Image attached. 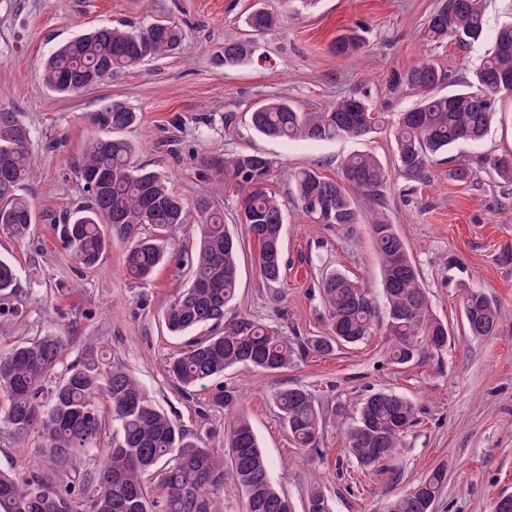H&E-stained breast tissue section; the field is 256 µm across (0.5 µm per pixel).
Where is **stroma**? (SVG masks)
Here are the masks:
<instances>
[{
	"label": "stroma",
	"mask_w": 512,
	"mask_h": 512,
	"mask_svg": "<svg viewBox=\"0 0 512 512\" xmlns=\"http://www.w3.org/2000/svg\"><path fill=\"white\" fill-rule=\"evenodd\" d=\"M277 18L244 63H224V42L244 35L254 5ZM437 0H0V108L15 112L31 132L37 175L24 183L38 221L30 236L0 232V259L17 269L14 314L0 316V349L53 330L67 340L65 361L93 343L105 365L131 370L161 409L205 446L220 448L237 415L250 418L272 463L275 485L305 512L308 495L322 488L333 512H382L386 503L437 467L447 481L434 512H491L498 496L512 494V184L482 171L485 158L512 151V100L485 138L462 144L447 160L433 163L426 182L392 174L384 190L386 208L419 266L432 310L447 321V351L406 365L390 363L388 339L376 332L368 342L326 357L308 355L287 370L260 373L236 366L206 389L185 394L166 364L184 345L163 324L168 301L189 284L185 259L199 247L196 220L167 235L168 257L147 284L124 266L128 244L112 238L100 264L77 265L60 238V225L87 194L77 177L84 141L97 134L93 122L103 102L120 100L138 116L124 132L136 147V163L167 176L185 199L209 198L238 236L239 290L224 321H260L300 338L325 330L327 312L318 284L326 272L358 278L380 295L379 265L370 227L345 231L320 224L295 206L285 211L284 277L266 283L254 263L258 244L238 222V210L215 163L237 153H260L272 163L269 186L288 195L287 173L307 168L337 178L341 161L370 152L394 166L393 129L361 139L320 142L275 140L251 126L252 108L279 97L316 111L356 91L386 117L412 108L414 91L393 88L401 74L431 58L451 76H468L491 49L497 29L512 21V0H487L485 35L467 47L422 44L419 32ZM168 20L186 32L178 54L132 70L74 96H62L41 79L43 60L59 45L102 24L135 29ZM357 28L362 57L339 59L330 43ZM475 171L468 182L450 176L454 165ZM481 289L504 316L486 338L466 335L461 293ZM284 386L311 391L322 412L319 447L297 448L272 403ZM236 404L214 406L221 389ZM377 391L413 402L419 422L389 471L361 468L347 452L346 431L331 414L336 402L350 409ZM40 460L33 439L0 426V470L28 476Z\"/></svg>",
	"instance_id": "stroma-1"
}]
</instances>
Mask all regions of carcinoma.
<instances>
[{
    "label": "carcinoma",
    "instance_id": "cac0c4a2",
    "mask_svg": "<svg viewBox=\"0 0 512 512\" xmlns=\"http://www.w3.org/2000/svg\"><path fill=\"white\" fill-rule=\"evenodd\" d=\"M485 0H438L421 29L427 44L454 41L468 45L484 35ZM276 24V17L253 9L246 25L258 35ZM184 40L182 29L155 21L136 30L102 25L59 46L46 59L42 79L64 95L78 94L122 69L140 67L174 53ZM362 48L349 31L331 43L333 54L351 57ZM255 43L234 39L224 43V64L252 56ZM512 74V23L496 33L492 49L471 76L440 95L444 75L428 59L394 79L421 94L419 103L399 113L394 123L397 166L415 181L430 178L437 158L462 143L482 140L498 112L500 74ZM137 119L125 103L112 101L94 116L99 133L82 151L79 179L103 171L109 180L93 186L86 205L62 225L61 238L75 261L98 266L110 235L128 242L125 265L129 276L146 282L165 256L158 233L185 223L189 205L175 195L164 176L134 163V145L120 136ZM384 117L356 93L336 98L328 106L306 112L283 98H269L250 112L257 132L287 140L358 139L378 129ZM30 132L15 113L0 109V231L23 238L36 223L30 201L21 193L35 168ZM499 179L512 182V153L487 160ZM224 183L233 188L240 222L258 243L255 263L268 284L283 276L282 250L285 203L267 188L272 162L265 156L232 154L217 161ZM295 201L322 224L349 229L371 226L380 262L378 305L366 288L349 276L333 272L322 281L328 311V333L292 342L279 330L242 319L224 326V314L238 290L240 241L207 198L191 207L199 216L200 248L190 260V283L166 306L168 332L189 340L168 363V373L188 393L236 365L261 372H278L298 357L328 356L346 344L367 341L384 313L390 359L399 365L448 346V323L431 311L421 271L392 224L381 190L391 172L371 153H355L341 163L339 180L309 169L288 174ZM156 230V235L146 228ZM16 270L0 261V314L14 294ZM463 322L469 335H494L503 317L482 291L469 288L462 296ZM210 330L206 336L194 332ZM64 337L48 331L0 355V398L7 402L0 422L18 437H34L40 454L54 474L21 479L0 471V512H219L224 496V465H229L245 495V512H292L288 495L271 480V465L245 417L238 418L226 448H206L154 402L121 364L101 367L91 355L68 364ZM273 404L301 448L317 445L322 415L313 394L302 387H285ZM417 423L413 404L395 393L378 391L357 411L349 431V453L366 468L392 458L404 434ZM86 462L71 476L73 460ZM446 481L443 468L434 469L404 494L387 503L384 512H433ZM307 512H333L321 490L310 492Z\"/></svg>",
    "mask_w": 512,
    "mask_h": 512
}]
</instances>
